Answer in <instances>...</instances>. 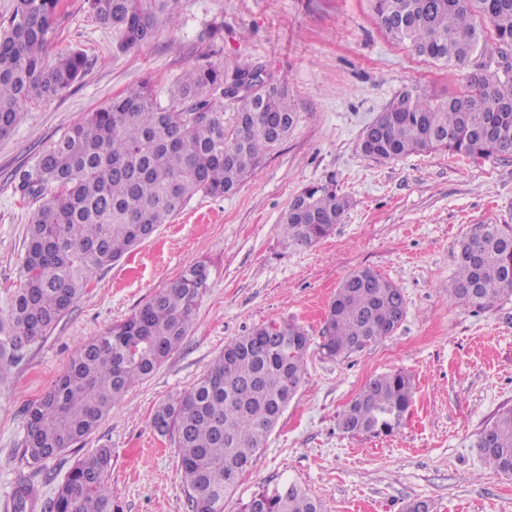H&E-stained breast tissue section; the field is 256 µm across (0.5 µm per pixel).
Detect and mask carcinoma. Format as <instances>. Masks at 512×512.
Wrapping results in <instances>:
<instances>
[{"mask_svg": "<svg viewBox=\"0 0 512 512\" xmlns=\"http://www.w3.org/2000/svg\"><path fill=\"white\" fill-rule=\"evenodd\" d=\"M98 24L115 32L124 52L171 26L180 0H87ZM59 0H16L0 21V137L9 136L33 100L59 96L88 69L83 51L48 62ZM512 48V0H374L385 33L419 56L457 64L479 50L484 31L474 9ZM459 95L429 99L406 89L364 129L362 154L395 160L445 148L457 155L512 156V64L491 70ZM262 65L209 64L186 70L166 102L141 82L74 124L23 175L21 189L38 203L26 234L23 282L9 312L12 351L54 330L98 271L169 224L196 195L235 193L288 138L297 112L288 90ZM247 81L256 91L232 95ZM234 112L224 125V111ZM349 207L333 181L297 194L279 228L289 247L311 246ZM209 269L195 262L103 335L80 346L52 391L27 414L23 457L45 463L92 434L131 388L149 379L189 335ZM512 296V227L478 224L459 245L451 297L479 308ZM406 314L399 288L371 269L349 274L326 312L323 353L332 359L364 351L392 334ZM310 345L296 322L260 324L224 345L209 370L162 402L152 426L178 450L189 512H224V500L263 447L297 393ZM414 397L404 372L372 378L339 416L350 435L389 436ZM494 470L512 476V409L479 434ZM112 449L78 459L54 497L40 499L23 480L13 512H115L108 476ZM244 512H324L295 482L255 494Z\"/></svg>", "mask_w": 512, "mask_h": 512, "instance_id": "obj_1", "label": "carcinoma"}]
</instances>
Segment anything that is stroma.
<instances>
[{
    "mask_svg": "<svg viewBox=\"0 0 512 512\" xmlns=\"http://www.w3.org/2000/svg\"><path fill=\"white\" fill-rule=\"evenodd\" d=\"M482 28L481 50L462 66L389 39L372 0H181L175 27L120 53L85 0H60L49 51L80 49L91 66L68 91L27 105L24 123L0 138V321L22 284L35 209L21 178L87 113L146 79L168 99L186 69L225 63L265 66L299 120L237 192L194 196L172 223L99 271L49 336L0 368V512L31 472L22 457L28 406L54 387L78 347L198 261L209 266V287L189 336L83 446L48 461L41 497L106 443L116 512H188L177 450L151 425L156 405L190 387L225 343L293 320L311 337L303 382L224 512H243L255 492L286 480L319 498L324 512H404L416 499L431 501L434 512H512V476L487 468L477 446L485 425L512 407V298L490 309L449 298L460 240L477 224L512 225V158L443 150L376 161L359 149L362 131L404 89L454 94L474 65L512 63L490 23ZM329 179L350 201L341 223L311 247H285L282 213L304 187ZM359 268L401 289L406 317L369 349L332 360L319 349L325 311ZM399 371L412 377L415 394L391 435L338 429L372 377Z\"/></svg>",
    "mask_w": 512,
    "mask_h": 512,
    "instance_id": "1",
    "label": "stroma"
}]
</instances>
